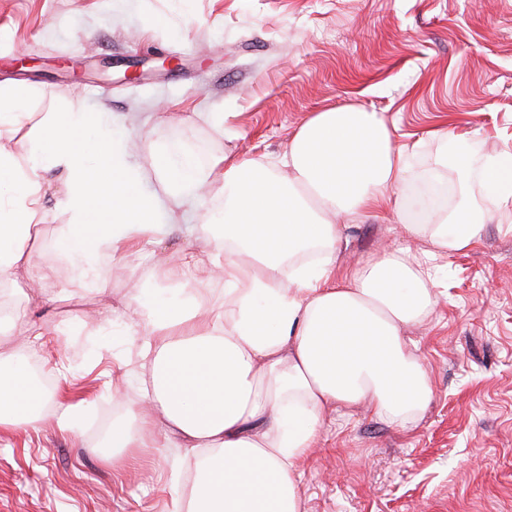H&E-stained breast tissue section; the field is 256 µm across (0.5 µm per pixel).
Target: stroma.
<instances>
[{"mask_svg": "<svg viewBox=\"0 0 512 512\" xmlns=\"http://www.w3.org/2000/svg\"><path fill=\"white\" fill-rule=\"evenodd\" d=\"M25 85L27 117L11 144L24 155L55 113H103L151 193L157 154L187 149L199 164L226 154H281L323 109L377 112L396 143L423 140L415 183L437 157L512 154V0H0V87ZM224 113V129L210 122ZM452 130V141L430 130ZM38 261L54 265L40 304L23 283L0 298L26 307L47 334L28 352L59 401L84 403L79 429H0V512H169L172 469L185 452L146 449L104 459L113 421L141 399L132 343L107 321L131 283H160L149 261L107 265L102 291L80 290L53 245L61 183L45 181ZM402 242L394 208L352 221L337 262L349 268ZM440 300L408 330L434 396L403 429L362 411L324 427L303 461L301 512H512V223L442 262Z\"/></svg>", "mask_w": 512, "mask_h": 512, "instance_id": "obj_1", "label": "stroma"}]
</instances>
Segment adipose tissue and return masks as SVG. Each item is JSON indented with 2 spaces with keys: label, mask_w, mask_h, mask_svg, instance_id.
Masks as SVG:
<instances>
[{
  "label": "adipose tissue",
  "mask_w": 512,
  "mask_h": 512,
  "mask_svg": "<svg viewBox=\"0 0 512 512\" xmlns=\"http://www.w3.org/2000/svg\"><path fill=\"white\" fill-rule=\"evenodd\" d=\"M89 124L84 112L52 119L21 162L0 147V285L24 279L27 298L46 303L68 295L47 294L54 270L33 253L50 170L64 174L58 205L69 215L55 247L84 284L102 283L105 262L180 231L184 184L200 200L224 201L191 227L187 249L153 266L163 282L204 266L221 293L130 297L137 319L125 333L149 381L135 414L112 425L113 461L152 447L148 434L160 425L165 447L195 458L171 512H300V465L336 414L361 408L404 429L419 422L433 389L405 332L438 304L437 260L471 249L483 224L512 211L511 157L461 160L480 191L403 224L422 250L392 246L344 270L336 253L346 222L412 187V150L394 143L376 112L348 105L314 113L273 162L227 155L203 169L164 154L163 224L127 147L108 131L81 137ZM48 408L61 430H74L79 405L42 395L16 354L0 352V428L36 427Z\"/></svg>",
  "instance_id": "1"
}]
</instances>
